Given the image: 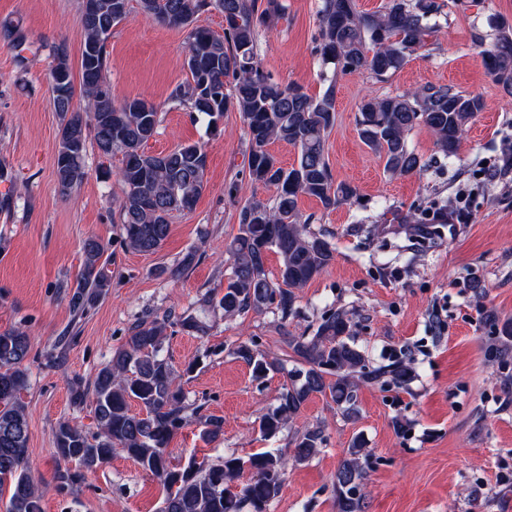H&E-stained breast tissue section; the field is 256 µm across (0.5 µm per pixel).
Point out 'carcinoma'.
Wrapping results in <instances>:
<instances>
[{"instance_id":"obj_1","label":"carcinoma","mask_w":512,"mask_h":512,"mask_svg":"<svg viewBox=\"0 0 512 512\" xmlns=\"http://www.w3.org/2000/svg\"><path fill=\"white\" fill-rule=\"evenodd\" d=\"M94 16H81L82 45L97 48L81 70L79 96L86 113L69 111L67 99L52 95L62 117L55 168L60 190L67 193L87 177L85 156L93 143L105 157L121 156L115 177L121 194L115 198L124 245L139 253L158 251L170 233L173 219L194 209L206 189L207 153L199 143H184L158 154L144 145L156 133L162 107L143 108L141 98H120L106 80L107 43L114 27L130 15L131 0H96ZM148 17L185 32L183 66L189 79L177 84L165 105L211 118L213 130L226 112H238L246 124L247 167L253 183L272 187V200L254 198L238 211V233L226 246L230 273L224 294L197 307L141 320L130 329L125 342L96 374L92 404L97 431L90 434L69 419L57 422L54 449L56 480L62 489L75 484L85 472L123 453L162 485L158 512H267L281 493L288 468L304 464L322 451L321 427L296 434L285 453L279 448L239 456L228 453L215 462L191 456L182 465L170 461L169 445L188 418L200 407L187 402L172 363L164 353L167 326L174 322L185 332L204 335L209 317L222 310L226 317L249 311L274 310L283 321L295 313L297 292L321 274L334 260L335 250L325 235L313 232L302 219L297 200L314 197L326 209L358 200L355 187L333 179L325 157V139L336 121V83L340 74L366 71L386 78L419 51L426 52L442 28L443 4L438 0H385L381 10L362 14L355 0H321L317 52L322 64L332 66L324 77L322 95L311 97L295 84L276 81L260 65L257 37L263 28L283 18L280 0H137ZM215 8L224 15L218 34L198 24L199 17ZM0 40L16 51L18 65L31 42L19 25H0ZM485 67L503 91L512 96V25L490 23V32L477 34ZM48 73L53 81L71 74L68 54L49 47ZM479 97L450 86L429 84L402 93L367 96L359 107L360 138L384 160L391 177L421 174L426 162L410 147L407 135L426 126L435 136L438 151L450 159L476 114ZM282 141L297 149L298 158L282 166L268 146ZM279 256L276 280L268 278V252ZM105 245L89 238L83 244V262L76 288L69 296L75 312H85L111 288ZM488 320L497 329V343L489 349L496 357L509 353L512 319L503 322L494 314ZM353 324L333 306L321 314L310 335L288 334L284 344L298 358L300 367L290 374L278 404L258 418L266 440L277 438L302 410L311 396L330 397L342 414L358 417L356 391L362 383L404 386L415 378L408 361L397 357L386 366L370 365L366 348L350 342ZM30 353L26 332H0V492L9 489L7 512H43L41 495L26 469L29 423L21 403L29 375L25 361ZM262 380L283 370L279 359L261 352L253 343L233 351ZM137 403L140 411L131 410ZM201 435L215 442L224 435V419L200 418ZM370 451L360 438L347 448L333 476L337 512H363L365 464Z\"/></svg>"}]
</instances>
